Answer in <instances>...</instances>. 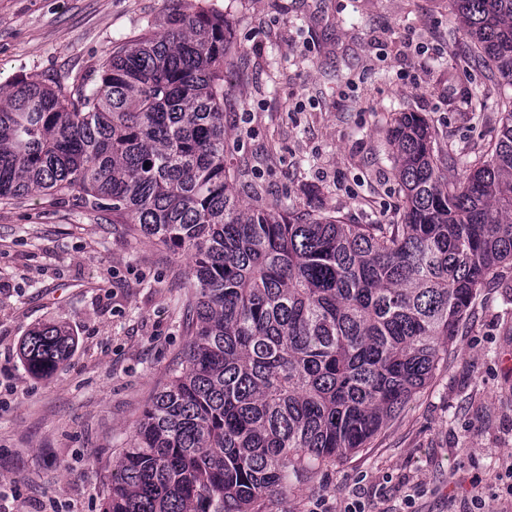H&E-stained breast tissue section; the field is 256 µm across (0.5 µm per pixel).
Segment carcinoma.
<instances>
[{"label": "carcinoma", "mask_w": 512, "mask_h": 512, "mask_svg": "<svg viewBox=\"0 0 512 512\" xmlns=\"http://www.w3.org/2000/svg\"><path fill=\"white\" fill-rule=\"evenodd\" d=\"M474 58L512 85V0H448ZM224 16L190 7L113 47L66 91L0 88V199L72 195L194 260L187 350L138 420L102 512H255L314 466L366 446L433 377L479 288L512 263V98L495 143L435 154L415 112L390 129L395 224L246 203L224 162ZM149 166H144V163ZM465 167L448 183L444 164ZM70 337L26 336L53 374Z\"/></svg>", "instance_id": "obj_1"}]
</instances>
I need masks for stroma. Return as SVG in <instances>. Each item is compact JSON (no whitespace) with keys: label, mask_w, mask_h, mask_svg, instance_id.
I'll list each match as a JSON object with an SVG mask.
<instances>
[{"label":"stroma","mask_w":512,"mask_h":512,"mask_svg":"<svg viewBox=\"0 0 512 512\" xmlns=\"http://www.w3.org/2000/svg\"><path fill=\"white\" fill-rule=\"evenodd\" d=\"M192 7L223 15L224 158L251 204L391 224L388 131L421 115L437 148L481 154L512 96L471 58L448 0H0V84L72 89L112 46ZM192 259L112 213L35 193L0 200V506L101 512L133 427L187 347ZM52 323L67 361L33 376L20 345ZM512 512V265L479 289L433 378L365 448L310 470L261 512Z\"/></svg>","instance_id":"1"}]
</instances>
